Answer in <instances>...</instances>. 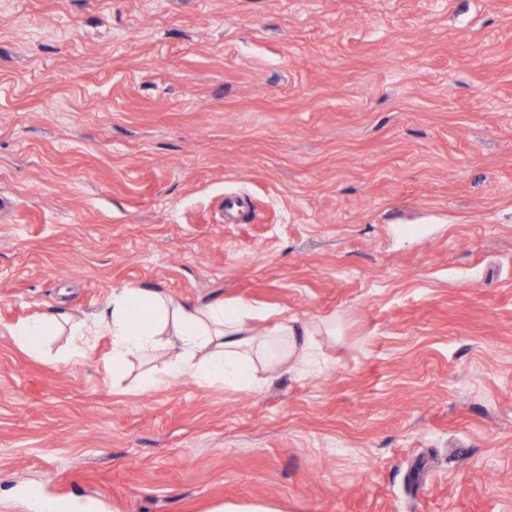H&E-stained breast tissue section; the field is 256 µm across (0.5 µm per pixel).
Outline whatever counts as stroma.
I'll list each match as a JSON object with an SVG mask.
<instances>
[{
	"mask_svg": "<svg viewBox=\"0 0 512 512\" xmlns=\"http://www.w3.org/2000/svg\"><path fill=\"white\" fill-rule=\"evenodd\" d=\"M123 286L336 335L253 393L9 338ZM38 501L512 512V0L0 6V512Z\"/></svg>",
	"mask_w": 512,
	"mask_h": 512,
	"instance_id": "obj_1",
	"label": "stroma"
}]
</instances>
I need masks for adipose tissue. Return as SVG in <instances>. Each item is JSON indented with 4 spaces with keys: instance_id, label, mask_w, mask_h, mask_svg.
I'll return each mask as SVG.
<instances>
[{
    "instance_id": "obj_1",
    "label": "adipose tissue",
    "mask_w": 512,
    "mask_h": 512,
    "mask_svg": "<svg viewBox=\"0 0 512 512\" xmlns=\"http://www.w3.org/2000/svg\"><path fill=\"white\" fill-rule=\"evenodd\" d=\"M136 306L143 318L135 324L130 312ZM257 316L244 303L199 306L176 302L155 290L125 286L113 289L107 309L91 320L52 312L14 326L10 336L16 345L37 354L49 337L68 333L66 355L72 359L84 357L96 336H110L116 384L125 378L132 359L149 357L167 346L176 348L177 355L163 375L141 379L140 390L149 392L164 378L186 372L204 383L255 391L264 384L265 373L277 371L288 360L317 368L319 336L336 333L334 325L309 324L277 312L272 313L271 324L259 331L253 325Z\"/></svg>"
}]
</instances>
